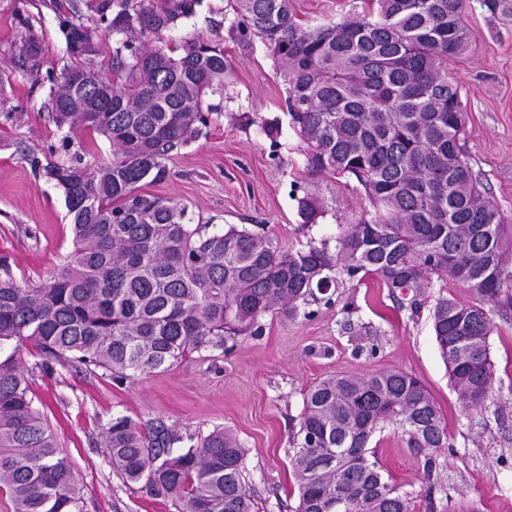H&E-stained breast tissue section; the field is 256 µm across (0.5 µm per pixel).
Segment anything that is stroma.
<instances>
[{
  "label": "stroma",
  "mask_w": 512,
  "mask_h": 512,
  "mask_svg": "<svg viewBox=\"0 0 512 512\" xmlns=\"http://www.w3.org/2000/svg\"><path fill=\"white\" fill-rule=\"evenodd\" d=\"M99 2L0 0V261L22 283H39L72 248L63 191L38 166L86 149L101 161L112 156L103 139L58 130L46 108L53 79L71 63L61 22L99 25ZM233 19L228 0H202L162 33L165 49L197 36L221 43L229 68L223 94L206 97L209 126L171 156L165 180L140 191L185 205L194 220L218 229L244 226L286 248L335 243L343 225L371 206L355 179L308 175L306 146L290 125L277 66L258 38H239ZM464 19L471 45L448 67L462 85L469 163L512 234V0H466ZM30 35L39 46L35 72L26 54ZM308 192L326 205L309 228L297 212ZM337 280L331 305L306 304V316L296 319L266 314L262 334L237 337L232 350L195 352L139 379L119 383L76 364L45 372L36 367V350L25 347L31 395L74 467L84 512H176L170 500L133 492L113 472L98 441L116 415L159 418L187 434L230 430L248 450L259 512H294L290 437L307 389L331 375L391 369L427 386L452 436L428 480L404 436L390 428L376 434L379 462L411 494L413 512H512V310L491 312V359L503 384L484 406L466 410L449 384L429 317L443 291L432 288L410 308L394 302L375 277Z\"/></svg>",
  "instance_id": "stroma-1"
}]
</instances>
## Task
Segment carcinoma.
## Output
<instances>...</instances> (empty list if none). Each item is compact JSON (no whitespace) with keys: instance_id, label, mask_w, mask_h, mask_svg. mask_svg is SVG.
Returning <instances> with one entry per match:
<instances>
[{"instance_id":"obj_1","label":"carcinoma","mask_w":512,"mask_h":512,"mask_svg":"<svg viewBox=\"0 0 512 512\" xmlns=\"http://www.w3.org/2000/svg\"><path fill=\"white\" fill-rule=\"evenodd\" d=\"M199 4L142 0L132 10L130 0H102L101 20L122 36L105 66L99 39L79 51L80 25L63 21L74 64L51 89L52 120L104 138L112 159L42 167L71 216L73 250L56 274L26 288L0 268V495L11 512H83L71 461L29 396L26 346L44 371L78 362L120 382L259 336L265 314L294 319L318 293L332 304L335 270L376 277L401 306L417 305L435 278L477 294L475 303L441 295L430 313L459 402L480 406L494 387L486 305L512 306V238L468 162L461 82L448 72L470 44L464 0H363L362 12L320 24L303 22L293 0H234L240 34L259 38L277 64L307 171L355 178L373 208L345 225L334 253L325 243L285 249L235 225L211 232L186 207L139 192L145 179L163 180L171 153L207 126L205 96L224 91L219 44L191 39L170 55L142 42ZM87 68L106 77L112 111H67L69 79ZM298 213L315 224L324 203L307 193ZM387 426L428 476L437 449L451 447L434 397L404 371L312 386L291 440L294 512H411L370 446ZM101 447L128 489L167 498L177 512H255L247 449L230 431L195 437L118 415Z\"/></svg>"}]
</instances>
